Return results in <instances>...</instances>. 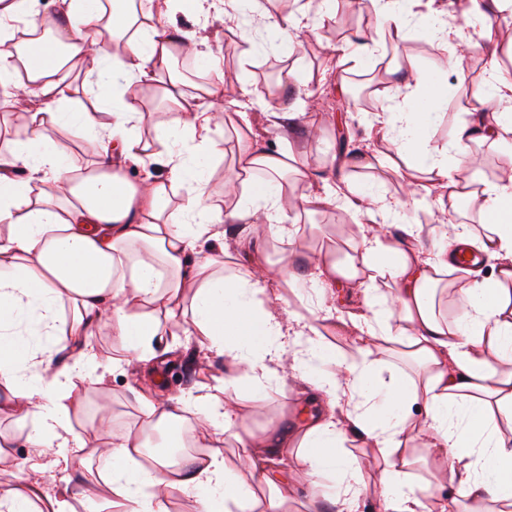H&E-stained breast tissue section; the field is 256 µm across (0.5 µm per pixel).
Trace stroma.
<instances>
[{"instance_id":"35a3bbf8","label":"stroma","mask_w":512,"mask_h":512,"mask_svg":"<svg viewBox=\"0 0 512 512\" xmlns=\"http://www.w3.org/2000/svg\"><path fill=\"white\" fill-rule=\"evenodd\" d=\"M306 12L317 22L316 33L311 37L295 38L290 47L269 44L265 52L249 51L250 40L264 39L263 17L267 14ZM171 25L185 27L195 24L213 43L222 48L217 70L201 69L202 77L218 86L224 101H244L246 118L266 148L285 150L296 159V167L314 171L321 176L338 180L345 176L357 178L366 184L371 195L402 197L406 192L404 182L390 177L379 182L370 179L366 169L352 166L350 159L356 153L366 154L371 161H378L391 153L392 140L371 134L363 111L356 106L343 89L342 74L352 73L366 77L368 100L377 107L385 106L390 98L399 96L400 78L408 64H415L428 72L446 70L450 53L457 48L456 41L441 44L428 37L427 21L412 19L403 36L389 35L381 19L369 6L351 10L347 0H332L326 20H319L315 8L308 0H260L257 11L246 16L245 29L225 25L218 16L188 21L183 15L170 20ZM470 41L467 53L468 81L476 80L482 89H489L488 59L491 52L499 51L503 44L512 45V23L494 20L492 25L476 24L465 31ZM345 43L363 45L358 62L341 63L333 55L336 45ZM287 79L286 87L280 88L278 108L283 112L296 113L291 130H283L275 115L260 107V95L256 84L260 77ZM158 84L140 85L130 89L136 107L146 110L142 128L144 138L154 136V128L167 124L171 108L158 96ZM42 100L33 95L17 96L10 104L0 108V154L8 153L11 144L19 137L26 125L28 113L37 111ZM478 107L467 94L466 83L447 87L446 98L433 109L431 134L435 139H452L458 127L470 123ZM211 137L218 149L207 175L215 192L213 201L223 210H232L240 194V186L229 181L228 176L236 164L232 130L225 126L221 113H214ZM470 152L477 157L476 167L461 163L457 174L461 177L498 181L502 168L512 163V153L485 140L470 144ZM470 200L460 199L451 205L431 204L429 220L419 224L416 213H409L410 223L419 224L420 230L414 241L418 249L430 250L439 237L443 224L469 225L475 238L481 239L488 232L487 223H474L470 213ZM290 219L298 231L289 239L271 234L267 225L245 224L238 221L224 223V242L236 261L246 263L256 255L275 262L285 255H309L319 247H335L340 258H348L358 249L366 227L378 226L386 237H395L394 227L384 224L380 214L355 222L352 213L337 203H330L315 212L294 211ZM204 339L191 341L186 352L172 354L164 370L167 387L176 394L198 391L202 386L213 384L215 378L234 373L232 358L207 360ZM280 388L271 390L261 399H241L245 432L259 433L274 425L291 426L294 409L318 412L322 402L309 400L305 395L306 382L294 377L291 371H279ZM131 377L123 371L106 372L101 383L81 384L73 404V424L82 431L86 446L81 453L84 461L83 478L71 484H63L62 465L58 463L54 449H45L37 469L19 470V462L25 461L27 448L24 434L32 430L31 423L19 422L11 410L0 412V436L13 441L9 455L0 458V489H6L21 481L36 483L42 491L32 504L33 512H48L49 499L62 492H69L75 512H84L87 504H94L95 512H116L112 503L115 493L107 472L98 468L96 451L109 442L107 434L94 428L99 406L112 411L114 429H138L143 418L138 404L132 398L128 386ZM344 446L352 452L366 477L368 485L361 499V512H381L384 503L374 484L380 469V459L369 440L348 438Z\"/></svg>"}]
</instances>
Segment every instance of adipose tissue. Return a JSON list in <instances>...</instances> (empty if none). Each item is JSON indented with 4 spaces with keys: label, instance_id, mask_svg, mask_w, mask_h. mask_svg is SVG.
Instances as JSON below:
<instances>
[{
    "label": "adipose tissue",
    "instance_id": "obj_1",
    "mask_svg": "<svg viewBox=\"0 0 512 512\" xmlns=\"http://www.w3.org/2000/svg\"><path fill=\"white\" fill-rule=\"evenodd\" d=\"M30 2L0 0V85L11 83L23 68L30 89L46 100L45 110L28 116L29 136L13 141L8 156L0 158V226L7 228L0 233V404L22 394L19 416L35 423L27 438L29 455L54 449L65 481L73 480L86 441L71 424L69 400L76 381L96 382L103 364L88 347L73 363L44 366L21 334V322L58 346L65 337L87 338L99 325H109L124 350L113 358V368L134 374L158 357L166 325L183 324L187 335L206 337L212 357H232L238 371L207 394L161 398L152 388L135 391L143 427L112 434L108 446L112 489L123 512H168L175 488L193 494L200 512H279L275 481L254 484L228 467L223 449L228 435L238 438L255 470L296 443L305 501L329 512H358L366 481L356 457L341 451L349 433L376 447L383 462L379 495L387 512H432L435 492L450 485L460 495L494 502L497 512H512V439L498 428L502 421L512 426V171L486 184L465 181L448 166L449 151L467 155L476 139L512 146V121L495 115L459 127L451 144L434 141L426 107L439 100L442 82L414 68L402 100L377 116L379 124L399 131L393 149L403 165L396 173L416 188L413 201L380 196L370 202L363 184L345 179L323 181L320 192L287 203L282 181L291 169L288 153L266 150L239 128L232 174L242 192L233 210L224 213L212 204L204 176L214 153L211 115L163 91V100L177 108L170 124L156 132L166 149V172L133 180L122 161L142 165L153 153L139 132L144 115L128 106L124 95L132 84L154 82L175 55L217 63L207 36L193 27L167 26L166 17L179 13L191 19L213 10L235 23L243 0H155L142 19L134 0H113L108 24L92 0H58L41 54L27 42L5 46L13 23L29 16ZM371 4L397 37L411 18L437 20L444 13L443 0ZM117 42L124 45L118 59L112 56ZM88 53L107 64L96 80L97 116L75 111L70 88L55 79L68 61ZM65 120L104 141L92 167L56 148L50 132ZM39 183L62 190L65 204L35 192ZM178 189L183 196L175 205L170 194ZM436 190L452 199H482L491 227L481 249L498 260L491 276L474 277L465 288L464 307L452 324L434 303L440 277L448 271L449 246L434 244L429 256H421L410 244L416 227L407 221L408 206H429ZM336 200L358 215L381 211L385 223L400 226V239L364 235L356 256L342 262L334 252H323L306 275L286 257L268 276L255 263L229 267L223 252L202 247L218 240L226 218L249 217L269 225L276 236H293L289 207L313 212ZM340 280L358 282L363 292L365 312L352 321L353 357L326 344L317 325ZM275 281L308 289L306 311L283 313L280 296L268 290ZM382 282L400 285V312L373 295ZM188 286L194 294L186 311L180 294ZM67 300L79 306L80 316L62 336L56 311ZM378 339L407 348L417 365L414 378L393 371L374 379L371 354ZM288 357L301 378L327 398L328 411L260 442L241 436L240 410L225 393L245 388L252 398L265 397L277 365ZM189 415L197 422L184 442L191 455L175 462L162 456L155 466H142L147 436ZM412 432L443 462L446 479L424 488L412 483L405 453ZM328 471L339 476L329 488L322 482Z\"/></svg>",
    "mask_w": 512,
    "mask_h": 512
}]
</instances>
